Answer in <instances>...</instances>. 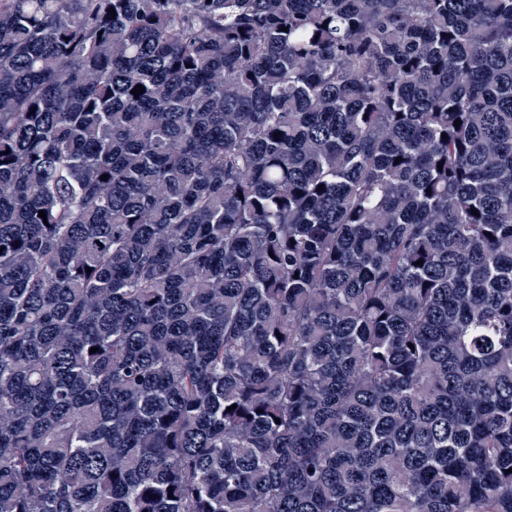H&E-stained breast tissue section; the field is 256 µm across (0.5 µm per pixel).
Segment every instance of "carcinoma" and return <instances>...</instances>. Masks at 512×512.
<instances>
[{
	"label": "carcinoma",
	"instance_id": "1",
	"mask_svg": "<svg viewBox=\"0 0 512 512\" xmlns=\"http://www.w3.org/2000/svg\"><path fill=\"white\" fill-rule=\"evenodd\" d=\"M510 468L512 0H0V512Z\"/></svg>",
	"mask_w": 512,
	"mask_h": 512
}]
</instances>
